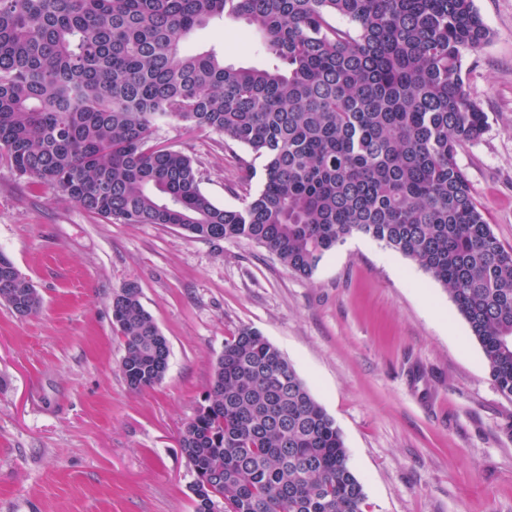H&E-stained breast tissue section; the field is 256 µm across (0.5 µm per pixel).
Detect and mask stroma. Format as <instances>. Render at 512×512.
I'll return each instance as SVG.
<instances>
[{"label":"stroma","instance_id":"stroma-1","mask_svg":"<svg viewBox=\"0 0 512 512\" xmlns=\"http://www.w3.org/2000/svg\"><path fill=\"white\" fill-rule=\"evenodd\" d=\"M491 31L465 62L488 116L456 159L494 236L512 250V0H475ZM187 43L260 67L261 37L210 21ZM197 161L201 189L236 208L224 137L160 123ZM0 252L41 310L0 304V512H193L178 438L224 342L244 327L280 349L340 428L363 512H512V400L446 289L378 240L351 235L302 278L258 244L160 224H113L17 176L0 153ZM136 281L170 346L152 388L131 391L111 301Z\"/></svg>","mask_w":512,"mask_h":512}]
</instances>
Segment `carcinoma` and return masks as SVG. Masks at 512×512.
<instances>
[{
  "instance_id": "carcinoma-1",
  "label": "carcinoma",
  "mask_w": 512,
  "mask_h": 512,
  "mask_svg": "<svg viewBox=\"0 0 512 512\" xmlns=\"http://www.w3.org/2000/svg\"><path fill=\"white\" fill-rule=\"evenodd\" d=\"M219 16L258 32L274 63L188 48ZM489 37L474 0H0V151L113 224L246 239L304 278L355 233L382 241L448 291L511 400L512 250L456 160L486 128L464 65ZM167 119L248 151L231 188L242 207L213 203L194 159L156 142ZM0 303L42 306L2 252ZM111 309L128 387L157 385L170 348L138 284ZM179 445L194 512H362L335 420L255 329L224 343Z\"/></svg>"
}]
</instances>
